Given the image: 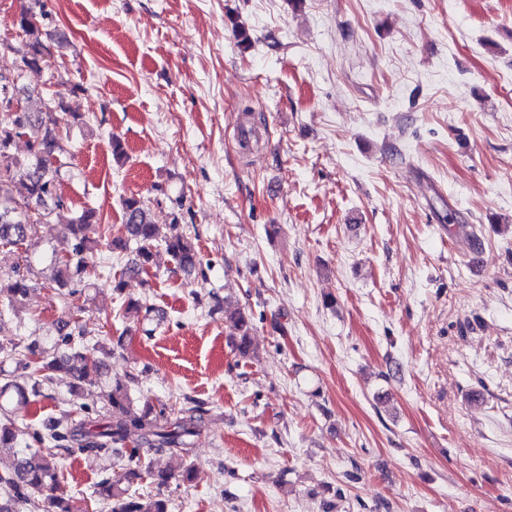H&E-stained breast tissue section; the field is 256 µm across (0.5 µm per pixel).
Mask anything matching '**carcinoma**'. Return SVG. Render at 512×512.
Instances as JSON below:
<instances>
[{"label": "carcinoma", "mask_w": 512, "mask_h": 512, "mask_svg": "<svg viewBox=\"0 0 512 512\" xmlns=\"http://www.w3.org/2000/svg\"><path fill=\"white\" fill-rule=\"evenodd\" d=\"M40 0H21L14 17V26L28 47L26 55L15 65L13 77L0 72V244L19 246L26 242L39 224H46L54 211L69 207L60 190L62 169L67 167L69 151L65 141L73 126L84 124L82 116L66 113L62 93L44 100L37 110L28 105L15 112V100L29 99L34 91L19 85L22 71L51 69L53 53L46 43L43 32V13L35 11ZM23 138L28 153L19 157L12 152L16 140ZM24 177V194L16 196L11 189L15 173ZM124 224L120 235L104 237L98 233V218L95 209L85 207L76 214L64 232L71 238L72 251L63 257L51 259L54 290L63 299L82 293L86 279L95 270L97 258L103 249L125 250L130 242L136 243L135 257L131 259L126 274L135 275L153 264L154 250L162 247L184 273H203L199 252L191 237L179 229V217H174L168 231L151 221L145 202L129 197L123 200ZM32 288L31 279L23 272L7 279L0 277V304L9 310L24 305ZM225 325L234 339V348L241 356L251 350L249 329L251 316L237 310L225 317ZM60 344L65 351L60 355H49L38 344L25 346L15 344L9 348L0 346V355L15 362L30 378L26 387L14 380V375L0 372V450L15 447L22 430L16 427L8 414L7 406L12 402L26 404L30 398L42 395L44 385L49 382L48 372L66 368L71 382V393L81 411L88 410L82 402L86 382L90 376L100 373L103 362L87 357L84 352L83 332L74 318L61 319L56 323ZM112 420L98 423L91 419L74 421L67 413L52 426L34 429L31 438L43 449L18 459L12 469L0 474V489L5 497L0 498V512H19V506L31 501L34 494L40 501L34 504L38 512H77L73 503L64 502L53 495L54 484L60 470L58 460L77 452H107L109 446L124 449L127 464L124 471L111 478L100 480L95 488L97 497L112 503L111 512H168L167 500L157 498L142 501L130 494L135 481L143 479L140 449L169 451L187 456L191 453L194 438L205 426L212 413L207 403L187 399V404L172 409L147 407L138 412L132 406L128 385L122 381L112 386L109 395ZM132 434L139 438L138 446L124 448Z\"/></svg>", "instance_id": "cac0c4a2"}]
</instances>
